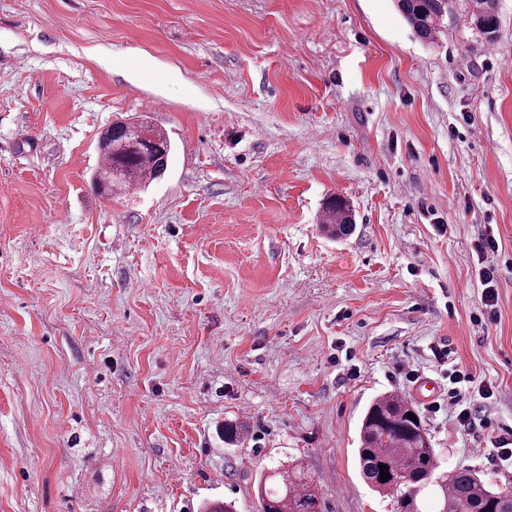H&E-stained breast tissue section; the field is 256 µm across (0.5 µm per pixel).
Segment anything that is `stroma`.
I'll return each mask as SVG.
<instances>
[{"mask_svg":"<svg viewBox=\"0 0 512 512\" xmlns=\"http://www.w3.org/2000/svg\"><path fill=\"white\" fill-rule=\"evenodd\" d=\"M495 2V40L450 0L425 42L394 0H0V512H257L261 472L290 458L327 512H390L356 462L387 392L441 470L512 481L491 464L512 432V0ZM139 117L170 136L167 172L101 197L98 136ZM331 196L355 218L342 240ZM459 368L490 430L449 410ZM323 224L331 237L342 238L350 232L353 216L349 205L340 197H331L323 209ZM498 247L497 239L493 234V230L490 228H486L485 231L479 235L475 245L478 260L481 261L483 265L480 272L481 282L484 286L482 304L485 306L486 311L487 307H490V310L487 311V319L490 322H493L496 318V311H494L493 306L497 300V276L492 255L498 251Z\"/></svg>","mask_w":512,"mask_h":512,"instance_id":"stroma-1","label":"stroma"}]
</instances>
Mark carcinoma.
Masks as SVG:
<instances>
[{"label":"carcinoma","instance_id":"cac0c4a2","mask_svg":"<svg viewBox=\"0 0 512 512\" xmlns=\"http://www.w3.org/2000/svg\"><path fill=\"white\" fill-rule=\"evenodd\" d=\"M397 7L416 35L432 41L448 14V0H397ZM475 27L493 39L499 31L494 0H474ZM104 163L93 186L101 196L129 188H144L160 179L172 143L167 133L144 120L118 121L102 134ZM323 224L334 238L350 232L353 216L340 197L323 209ZM416 420L409 419V416ZM357 458L367 484L392 501V512H421L420 494L439 489L437 512H512V485L492 488L468 467L438 473L435 449L413 404L397 393H386L368 406L358 432ZM391 479L380 481L379 465ZM261 512H324V502L308 478L305 466L294 461L268 469L257 483Z\"/></svg>","mask_w":512,"mask_h":512}]
</instances>
